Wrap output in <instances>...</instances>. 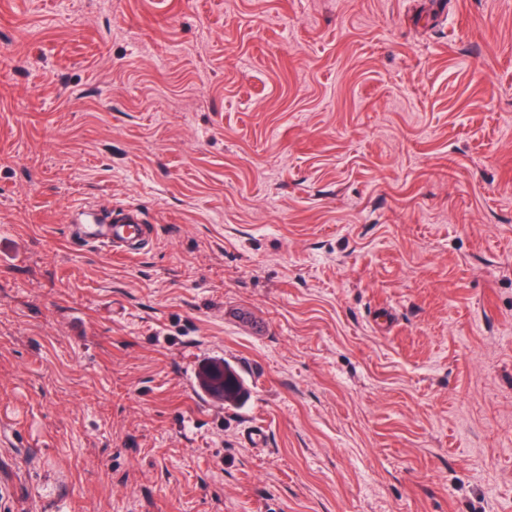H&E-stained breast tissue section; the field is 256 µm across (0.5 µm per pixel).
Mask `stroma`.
<instances>
[{
    "label": "stroma",
    "mask_w": 512,
    "mask_h": 512,
    "mask_svg": "<svg viewBox=\"0 0 512 512\" xmlns=\"http://www.w3.org/2000/svg\"><path fill=\"white\" fill-rule=\"evenodd\" d=\"M0 512H512V0H0ZM73 233L79 238L106 248L117 256H131L153 239L154 226L147 224L141 208L134 204L101 209L81 206L76 210Z\"/></svg>",
    "instance_id": "1"
}]
</instances>
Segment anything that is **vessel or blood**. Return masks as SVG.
Listing matches in <instances>:
<instances>
[{"label":"vessel or blood","instance_id":"obj_1","mask_svg":"<svg viewBox=\"0 0 512 512\" xmlns=\"http://www.w3.org/2000/svg\"><path fill=\"white\" fill-rule=\"evenodd\" d=\"M74 221L79 238L106 248L117 256H131L149 246L154 227L134 204L101 209L77 208Z\"/></svg>","mask_w":512,"mask_h":512}]
</instances>
